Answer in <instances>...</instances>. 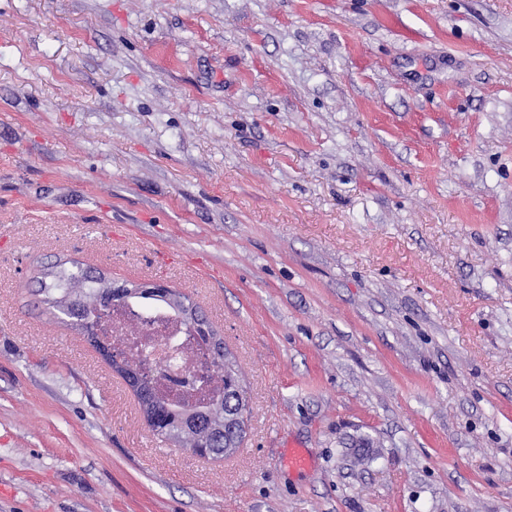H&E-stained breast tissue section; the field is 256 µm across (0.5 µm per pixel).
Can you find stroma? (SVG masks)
<instances>
[{
  "instance_id": "obj_1",
  "label": "stroma",
  "mask_w": 512,
  "mask_h": 512,
  "mask_svg": "<svg viewBox=\"0 0 512 512\" xmlns=\"http://www.w3.org/2000/svg\"><path fill=\"white\" fill-rule=\"evenodd\" d=\"M72 261L200 307L237 452L153 434ZM0 512H512V0H0ZM64 264H57L43 273L44 278H52L49 286L43 278L39 280L40 291L46 295L44 302L66 314L72 307H78L91 316L103 300L106 278L91 275L90 271L82 269L77 263H73L75 270L63 267ZM56 292L59 293L57 297L54 296ZM228 408L227 412L224 411L223 416H216L213 418V422L219 424L224 421V417L226 418V422L229 425L230 429L235 435L242 434L241 428V407L239 402V397L241 396V387L238 383H233L228 389ZM235 401L232 403V401Z\"/></svg>"
}]
</instances>
